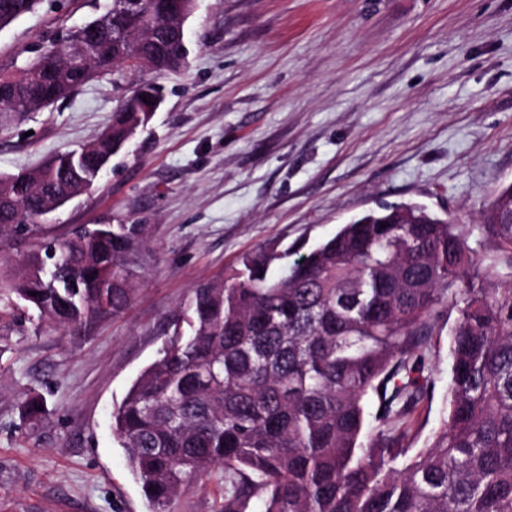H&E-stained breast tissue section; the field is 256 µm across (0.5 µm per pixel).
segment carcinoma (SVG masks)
Returning <instances> with one entry per match:
<instances>
[{"label": "carcinoma", "mask_w": 512, "mask_h": 512, "mask_svg": "<svg viewBox=\"0 0 512 512\" xmlns=\"http://www.w3.org/2000/svg\"><path fill=\"white\" fill-rule=\"evenodd\" d=\"M40 0H0V29ZM155 0H112L92 21L98 51L62 64L78 30L0 77V107L40 111L117 64L162 74L185 63ZM137 92L111 124L23 178L0 176V246L41 228L49 210L91 188L147 124ZM142 224L78 226L42 238L0 278L55 327L87 333L135 293L128 258ZM259 250L193 289L158 357L112 408V433L157 512L191 480L224 470L220 512H512V184L462 224L417 203L387 204L298 254ZM449 328L446 414L417 451L407 422L427 397L431 336ZM46 399L20 403L24 427Z\"/></svg>", "instance_id": "carcinoma-1"}]
</instances>
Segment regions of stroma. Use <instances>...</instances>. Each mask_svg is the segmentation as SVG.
<instances>
[{
	"label": "stroma",
	"mask_w": 512,
	"mask_h": 512,
	"mask_svg": "<svg viewBox=\"0 0 512 512\" xmlns=\"http://www.w3.org/2000/svg\"><path fill=\"white\" fill-rule=\"evenodd\" d=\"M110 0H40L0 29L11 74ZM187 63L141 77L164 100L94 187L46 223L144 224L130 309L91 338L0 317V512H154L112 434V407L156 358L200 282L258 250L309 248L381 202L477 224L512 183V0H198ZM135 84L116 67L0 129V175L94 139ZM411 419L427 446L448 394V330ZM46 397L36 432L24 393ZM224 477L192 482L170 512H218Z\"/></svg>",
	"instance_id": "obj_1"
}]
</instances>
